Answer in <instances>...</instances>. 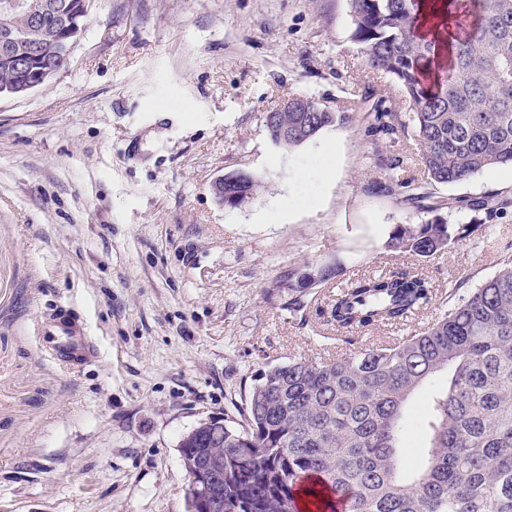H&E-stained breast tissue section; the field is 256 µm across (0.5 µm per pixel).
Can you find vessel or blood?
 Wrapping results in <instances>:
<instances>
[{
    "instance_id": "vessel-or-blood-1",
    "label": "vessel or blood",
    "mask_w": 512,
    "mask_h": 512,
    "mask_svg": "<svg viewBox=\"0 0 512 512\" xmlns=\"http://www.w3.org/2000/svg\"><path fill=\"white\" fill-rule=\"evenodd\" d=\"M38 332L52 337L50 355L66 368L83 365L96 356L87 326L67 310H59L49 321L39 322Z\"/></svg>"
}]
</instances>
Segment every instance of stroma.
Listing matches in <instances>:
<instances>
[{"label": "stroma", "mask_w": 512, "mask_h": 512, "mask_svg": "<svg viewBox=\"0 0 512 512\" xmlns=\"http://www.w3.org/2000/svg\"><path fill=\"white\" fill-rule=\"evenodd\" d=\"M348 0H94L69 63L0 99V512H186L181 438L243 423L256 375L355 345L319 317L328 287L417 268L436 288L421 331L512 258V167L431 181L401 86L352 41ZM304 95L347 113L299 147L263 123ZM243 170L259 198L219 205ZM475 230L428 258L391 250L429 220L409 190ZM484 199L473 212L463 199ZM331 273L305 315L288 288ZM66 308L99 354L71 371L37 324Z\"/></svg>", "instance_id": "1"}]
</instances>
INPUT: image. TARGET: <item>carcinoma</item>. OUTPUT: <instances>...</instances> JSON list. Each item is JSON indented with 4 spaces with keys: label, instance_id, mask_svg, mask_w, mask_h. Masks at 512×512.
Here are the masks:
<instances>
[{
    "label": "carcinoma",
    "instance_id": "cac0c4a2",
    "mask_svg": "<svg viewBox=\"0 0 512 512\" xmlns=\"http://www.w3.org/2000/svg\"><path fill=\"white\" fill-rule=\"evenodd\" d=\"M36 15L0 12L26 56L32 26L50 40L41 67L57 66L70 37V0H33ZM352 38L370 67L400 84L412 104L409 121L429 178L456 184L499 165L512 166V0H349ZM301 110L264 114L274 144L297 147L346 119L306 96ZM261 182L225 176L224 203L258 197ZM469 232L435 218L399 224L392 246L427 258ZM435 292L421 273L401 270L357 278L336 290L324 315L338 340L380 324L398 325L427 308ZM309 304L307 289H288V311ZM449 371L433 399L430 444L410 469L401 444L411 396ZM188 454L224 458L216 482L224 512H512V260L424 332L348 357L293 360L254 379L243 424H224L182 440Z\"/></svg>",
    "mask_w": 512,
    "mask_h": 512
}]
</instances>
